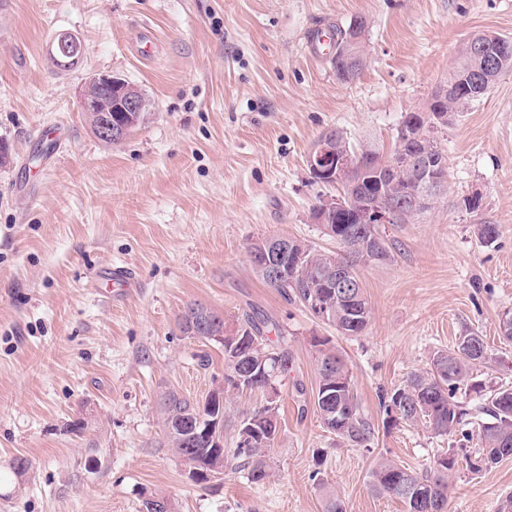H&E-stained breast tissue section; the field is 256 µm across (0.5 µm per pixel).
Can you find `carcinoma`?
<instances>
[{"instance_id":"carcinoma-1","label":"carcinoma","mask_w":512,"mask_h":512,"mask_svg":"<svg viewBox=\"0 0 512 512\" xmlns=\"http://www.w3.org/2000/svg\"><path fill=\"white\" fill-rule=\"evenodd\" d=\"M486 51L497 55L502 60L500 71L512 69V39L493 32L484 33ZM81 53V43L70 36H58L53 55L56 66L66 68L76 62ZM329 61L342 84L357 80L364 65L346 78L342 59L333 56ZM478 62L460 51L453 70L448 75L446 86L452 92L462 91L472 85L476 76ZM420 120L416 112H409L395 129L394 152L415 160L427 153L445 159V150L433 136L427 133L426 143L404 141L403 130ZM341 148L350 153L361 154L359 164L344 173L339 181L342 194L359 201H369L377 197L388 202H398L409 198L417 190L418 184L412 170L403 171V176L393 180L381 169L382 156L363 154V146L355 147L341 131H336ZM296 250L304 251L306 266L289 267L275 281L266 285L276 289L282 297L298 301L305 308L314 310V303L326 304L328 317L324 323L334 327L343 336H357L362 333L370 318V303L360 276L357 279V296L349 301L333 296L322 284L325 269L339 261L353 270H358L361 263L354 255L350 244L341 240L336 242L337 251L322 253L311 248L305 242L296 239ZM238 330H243L253 344L250 354L256 361L264 362L270 371V383L277 385L279 377L288 373V351L276 349L265 342L260 327L252 317L243 319ZM487 359V347L481 336L469 332L459 337L456 346L448 351H439L430 359L428 367L411 373L405 383L382 395L380 404L387 416L395 421L421 423L431 432L448 435L458 430L464 412L456 401V394L465 384L473 370L482 366ZM237 363L230 357H224V383L234 391L260 390L263 384L250 380L236 381ZM317 386L314 403L319 411L323 426L336 437L352 447L372 452L371 443L374 429L363 417L357 395L354 391L352 376L345 360L333 350L319 351L317 356ZM332 387L335 394L332 402L320 400L322 390ZM163 408L169 445L174 454L185 464L196 462L204 471L224 469L229 465L248 470L253 483H263L270 476L269 456L275 439L268 437L267 429L278 422L277 401L266 403L242 417L240 427L255 424L261 430V436L253 444L238 442L231 452L211 451L200 440L189 437L193 416L200 411V404L194 403L175 393L163 397ZM486 411L491 421L479 428L481 448L475 455L466 456L470 471L479 473L503 460L512 458V389H499L487 397ZM457 464L456 456L450 452L438 457L432 467L416 472L395 461L379 459L370 471L372 492L381 497H388L401 502L405 512H445L448 502L449 475Z\"/></svg>"}]
</instances>
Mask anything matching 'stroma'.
I'll return each instance as SVG.
<instances>
[{
    "instance_id": "obj_1",
    "label": "stroma",
    "mask_w": 512,
    "mask_h": 512,
    "mask_svg": "<svg viewBox=\"0 0 512 512\" xmlns=\"http://www.w3.org/2000/svg\"><path fill=\"white\" fill-rule=\"evenodd\" d=\"M362 16L366 64L340 84L305 37ZM478 31L512 37V0H0V512H140L143 494L178 512H403L375 496L370 471L389 458L422 471L461 433L436 435L388 419L382 393L427 367L465 330L483 336L487 389L512 388V70L490 94L437 127L447 175L433 206L383 224L386 262L363 267L371 306L361 335L343 336L255 272L265 237L335 250L313 219L338 187L315 182L308 156L341 130L355 145L394 148ZM83 53L56 67L54 38ZM141 90L147 120L119 145L91 132L80 98L92 75ZM481 199L478 210L463 206ZM495 224L493 244L477 236ZM134 270L141 286L106 302L95 275ZM278 327L289 370L278 385L272 475L254 484L225 468L191 480L168 444L163 393L204 401L224 378V349L190 339L188 304ZM345 359L372 451L341 443L312 399L315 339ZM29 459L21 477L11 466ZM512 496V459L480 473L459 461L447 512H499Z\"/></svg>"
}]
</instances>
